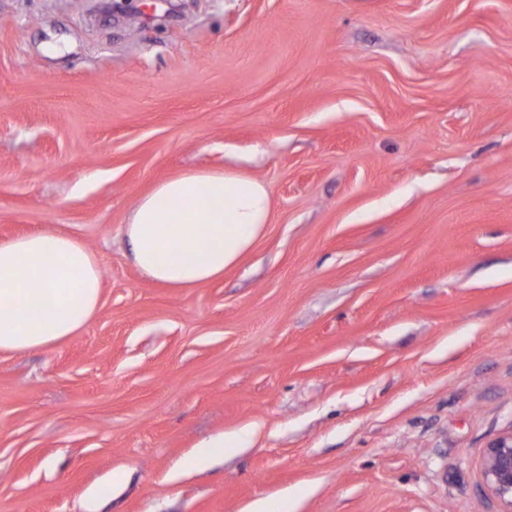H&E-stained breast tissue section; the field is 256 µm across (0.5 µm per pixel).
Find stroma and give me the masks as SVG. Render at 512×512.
Returning <instances> with one entry per match:
<instances>
[{
  "mask_svg": "<svg viewBox=\"0 0 512 512\" xmlns=\"http://www.w3.org/2000/svg\"><path fill=\"white\" fill-rule=\"evenodd\" d=\"M0 0V240L77 237L100 309L0 352V512H494L512 427V0ZM264 181L223 278L124 226L185 170ZM244 452L178 470L219 435ZM480 474L482 485L495 502L497 512H512V427L484 448Z\"/></svg>",
  "mask_w": 512,
  "mask_h": 512,
  "instance_id": "1",
  "label": "stroma"
}]
</instances>
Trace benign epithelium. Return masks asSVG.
<instances>
[{
	"label": "benign epithelium",
	"instance_id": "7a95c632",
	"mask_svg": "<svg viewBox=\"0 0 512 512\" xmlns=\"http://www.w3.org/2000/svg\"><path fill=\"white\" fill-rule=\"evenodd\" d=\"M480 474L497 512H512V428L497 435L484 448Z\"/></svg>",
	"mask_w": 512,
	"mask_h": 512
}]
</instances>
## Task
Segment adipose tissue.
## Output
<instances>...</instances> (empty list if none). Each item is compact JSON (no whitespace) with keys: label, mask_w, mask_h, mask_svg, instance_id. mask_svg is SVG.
I'll return each mask as SVG.
<instances>
[{"label":"adipose tissue","mask_w":512,"mask_h":512,"mask_svg":"<svg viewBox=\"0 0 512 512\" xmlns=\"http://www.w3.org/2000/svg\"><path fill=\"white\" fill-rule=\"evenodd\" d=\"M268 185L236 170H191L157 183L124 234L137 270L169 288H196L234 267L264 235ZM102 271L75 237L36 232L0 241V351L43 349L78 335L101 301Z\"/></svg>","instance_id":"1"}]
</instances>
